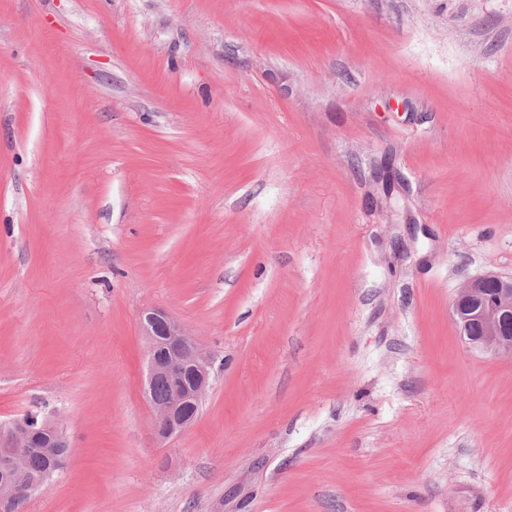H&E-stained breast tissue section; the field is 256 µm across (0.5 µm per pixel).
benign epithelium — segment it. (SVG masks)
<instances>
[{"label": "benign epithelium", "instance_id": "benign-epithelium-1", "mask_svg": "<svg viewBox=\"0 0 512 512\" xmlns=\"http://www.w3.org/2000/svg\"><path fill=\"white\" fill-rule=\"evenodd\" d=\"M452 315L472 348L512 356L511 277L487 273L465 281L453 301ZM143 335L148 343L146 393L155 412L156 434L166 440L195 421L210 387L214 359L162 309L145 314ZM159 382L166 385L160 398L155 395ZM69 448V438L53 416L46 415L39 423L26 417L1 423L0 500L31 485L29 461L34 454L54 458Z\"/></svg>", "mask_w": 512, "mask_h": 512}]
</instances>
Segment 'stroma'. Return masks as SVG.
<instances>
[{"instance_id":"35a3bbf8","label":"stroma","mask_w":512,"mask_h":512,"mask_svg":"<svg viewBox=\"0 0 512 512\" xmlns=\"http://www.w3.org/2000/svg\"><path fill=\"white\" fill-rule=\"evenodd\" d=\"M512 0H0V422L25 512H512ZM219 364L160 440L141 323ZM452 315L472 348L512 356L511 277L487 273L465 281ZM69 448V438L53 416L44 415L40 423L30 422L26 417L1 423L0 500L11 499L21 486L29 487L32 483L30 473L34 478L42 480L43 484L36 491L22 489L5 511L0 507V512H23L28 499L34 493L44 490L51 477L59 470H51L47 459L40 455L33 456L35 453L54 458L61 451L68 453Z\"/></svg>"}]
</instances>
